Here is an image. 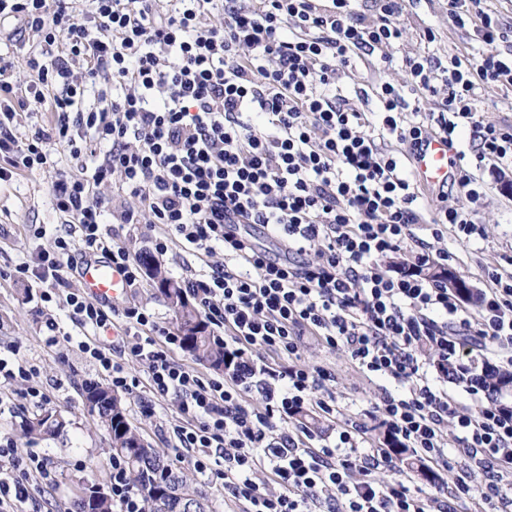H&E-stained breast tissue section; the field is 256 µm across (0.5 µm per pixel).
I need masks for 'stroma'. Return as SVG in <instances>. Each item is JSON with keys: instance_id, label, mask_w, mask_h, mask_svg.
Masks as SVG:
<instances>
[{"instance_id": "obj_1", "label": "stroma", "mask_w": 512, "mask_h": 512, "mask_svg": "<svg viewBox=\"0 0 512 512\" xmlns=\"http://www.w3.org/2000/svg\"><path fill=\"white\" fill-rule=\"evenodd\" d=\"M434 30L436 39L427 42L426 30ZM483 50L471 28L457 26L448 16V0H407L403 14V35L386 51L385 56L355 59L341 82L343 95L358 109L372 112L378 105L376 90L383 81L402 85L407 100L417 98L415 85L405 68L409 57L425 56L441 63L452 57L476 58ZM477 142L470 133H463L457 148L465 154L464 164L477 182L479 194L466 199L460 188L447 195L420 191L422 204L427 208L440 206L442 200L466 203L473 219L482 226L483 235L465 236L456 229L445 230L444 239L452 255L450 268L463 275L474 289L485 288L484 269L499 266L502 272L512 271L506 257H512V170L499 171L495 162H476ZM90 158L73 160L58 156L57 163L36 174H22L10 181H0V346L19 347L24 360L35 366L38 383L48 396L45 404H36L16 390L0 392V437L13 438L22 455L43 460L52 474L50 481L37 480L31 484V496L23 512H69L71 504L84 484L94 482L110 488V472L105 464L109 456L108 434L95 417L84 408L80 386L86 381H102L97 365L83 354L75 343L60 341L47 347L43 341V323L54 318L63 331L74 332L62 302H43L40 289L25 282L10 279L16 264L27 256L26 236L32 224L44 226L45 235L39 246L52 250L59 216L55 211L51 186L60 173L84 175ZM108 231L123 244L132 258L154 254L155 239L166 237L161 224H117ZM162 271L174 280L207 273L211 261L223 260V252L214 257H194L184 253L178 241H170L167 253L154 254ZM305 361L326 365L336 371L335 392L346 414L369 407L380 385L363 379L337 351L308 340ZM128 377L133 381L131 391L123 393L129 419L143 438L155 448L174 456L172 429L179 421L176 406L169 396L152 392L144 368L128 364ZM151 402L153 416L142 413L143 402ZM61 412L67 420L64 432L49 439H26L20 434L23 419L34 417L44 410Z\"/></svg>"}]
</instances>
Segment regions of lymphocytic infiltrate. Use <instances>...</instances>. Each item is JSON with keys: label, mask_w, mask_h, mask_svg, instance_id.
Masks as SVG:
<instances>
[{"label": "lymphocytic infiltrate", "mask_w": 512, "mask_h": 512, "mask_svg": "<svg viewBox=\"0 0 512 512\" xmlns=\"http://www.w3.org/2000/svg\"><path fill=\"white\" fill-rule=\"evenodd\" d=\"M93 2L80 19L66 0H0V20L43 34L53 56L46 64L28 54L36 79L22 91L0 64V181L53 165L58 145L72 158H93L91 175L53 182L64 228L53 251L37 250L14 278L43 286L47 302L65 291L72 322L87 334L77 346L113 389H128L126 367L135 362L153 392L178 399L175 447L201 474L220 452L224 495L243 512H453L458 500L475 512H512L504 490L512 479V405L492 396L463 412L445 387L463 336L512 370V274L486 267L489 286L471 309L446 282L420 275L433 259L448 258L431 246L444 226L467 236L480 227L454 204L423 214L412 174L379 146L390 136L421 149L429 131L406 119L420 105L386 81L372 118L339 92L354 58L401 38L402 0H375L371 14L357 0H224L220 25L204 21L212 0H177L161 14L152 0ZM480 2L448 0L456 25L475 23L485 47L479 60L454 57L442 69L410 58L406 68L420 89L441 95L447 116L439 128L448 141L472 129L478 159L511 167L512 125L486 119L476 92L512 87V52L497 48L512 35ZM84 79L112 83L117 93L85 104ZM44 103L50 124L17 139L18 114ZM114 176L140 201L122 212V223L166 227L157 249L172 239L190 254L223 249V261L183 287L223 328L235 374L201 377L173 358L180 338L145 306L109 312L70 287L64 259L74 251L123 267L129 287L142 283L140 266L104 227L95 189ZM254 226L286 243L288 258L256 247ZM115 316L128 342L109 351L99 334ZM308 337L344 353L365 378L393 379L401 394L381 390L368 409L341 419L335 374L302 360ZM263 352L274 363H258ZM34 374L18 347L0 348V380L41 400ZM249 390L257 404H245ZM300 408L336 420L334 441L304 443L307 430L294 423ZM373 421L383 441L370 439ZM397 446L431 473L459 461L468 471L450 491L383 481ZM107 464L115 512H145L123 461ZM0 465L16 472L0 478V512L27 501L30 478L50 476L43 463H23L8 437H0Z\"/></svg>", "instance_id": "1"}]
</instances>
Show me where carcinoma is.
Masks as SVG:
<instances>
[{
  "label": "carcinoma",
  "mask_w": 512,
  "mask_h": 512,
  "mask_svg": "<svg viewBox=\"0 0 512 512\" xmlns=\"http://www.w3.org/2000/svg\"><path fill=\"white\" fill-rule=\"evenodd\" d=\"M151 279L158 283L160 296L173 310L177 330L183 347L196 361L217 372H226L224 364V340L215 335L197 304L190 301L182 285L163 274L160 266L143 260ZM483 384L492 390L512 382V371L488 367L482 378ZM85 407L97 417L109 434V447L113 455L124 459L130 476L141 493L147 512H180L176 507L178 497L162 492L167 488L179 490L188 497L203 500L202 512H210L209 498L192 489L185 471L169 462L155 448L144 443L136 428L129 422L121 398L108 385L89 381L81 388ZM66 427L64 416L57 411H46L22 421L21 429L29 438L55 437ZM72 512H113L112 497L105 493L98 497L82 495L71 505Z\"/></svg>",
  "instance_id": "obj_1"
}]
</instances>
